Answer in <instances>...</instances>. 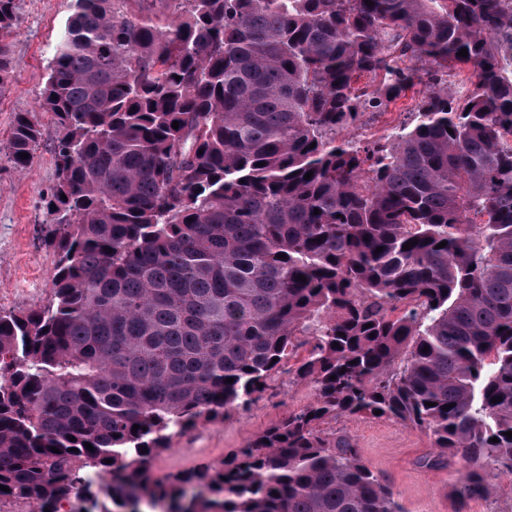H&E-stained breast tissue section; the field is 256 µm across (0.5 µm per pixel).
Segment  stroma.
Returning <instances> with one entry per match:
<instances>
[{
	"label": "stroma",
	"instance_id": "35a3bbf8",
	"mask_svg": "<svg viewBox=\"0 0 512 512\" xmlns=\"http://www.w3.org/2000/svg\"><path fill=\"white\" fill-rule=\"evenodd\" d=\"M74 0H19L21 24L7 36L12 76L0 89V308L30 310L52 297L55 255L41 240L43 219L35 204L54 182L52 140L44 138L28 170L19 172L7 160L10 129L16 113L27 112L44 128L49 113L40 111L49 65L58 38L71 16ZM411 97L392 105L389 113L363 114L351 134L361 141L383 137L387 129L411 122ZM310 385L279 374L269 396L244 413L230 412L224 420L207 423L174 436L170 448L153 467V476L228 459L238 448L265 431L290 411L309 403ZM356 440L367 466L386 479L403 512H454L448 499L452 473L421 467V457L433 451L428 434L386 418L341 417L328 423Z\"/></svg>",
	"mask_w": 512,
	"mask_h": 512
}]
</instances>
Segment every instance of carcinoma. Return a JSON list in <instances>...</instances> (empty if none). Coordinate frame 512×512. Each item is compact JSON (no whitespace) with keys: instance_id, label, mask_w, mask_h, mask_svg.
<instances>
[{"instance_id":"cac0c4a2","label":"carcinoma","mask_w":512,"mask_h":512,"mask_svg":"<svg viewBox=\"0 0 512 512\" xmlns=\"http://www.w3.org/2000/svg\"><path fill=\"white\" fill-rule=\"evenodd\" d=\"M127 2L75 0L49 66L53 298L0 310V502L401 512L322 428L376 410L428 433L423 467L468 463L454 512L489 498L512 475V0H175L163 26ZM19 26L0 0V89ZM415 88L413 126L347 135ZM45 136L16 115V170ZM291 358L307 405L153 478L173 436L249 409Z\"/></svg>"}]
</instances>
